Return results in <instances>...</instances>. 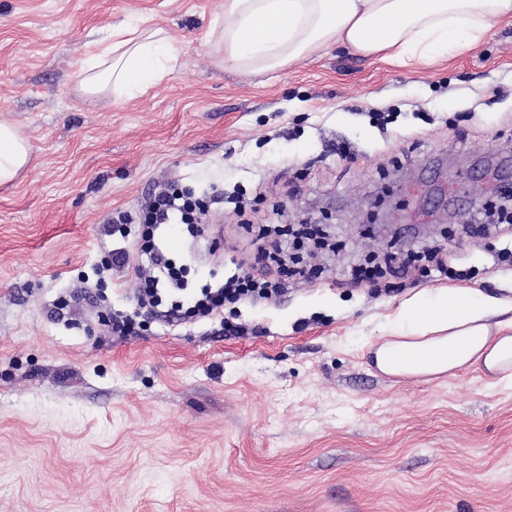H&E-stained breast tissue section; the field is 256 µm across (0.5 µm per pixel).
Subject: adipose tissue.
<instances>
[{
    "instance_id": "adipose-tissue-1",
    "label": "adipose tissue",
    "mask_w": 512,
    "mask_h": 512,
    "mask_svg": "<svg viewBox=\"0 0 512 512\" xmlns=\"http://www.w3.org/2000/svg\"><path fill=\"white\" fill-rule=\"evenodd\" d=\"M505 20L512 0H224V59L273 72L336 44L424 65L476 47ZM177 59L162 29L113 30L97 41L81 90L90 98L142 94ZM30 159L27 138L0 120V185L16 181ZM372 355L389 377L430 380L480 366L492 384L512 383V301L467 287L417 293L389 316Z\"/></svg>"
}]
</instances>
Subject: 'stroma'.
<instances>
[{
    "label": "stroma",
    "mask_w": 512,
    "mask_h": 512,
    "mask_svg": "<svg viewBox=\"0 0 512 512\" xmlns=\"http://www.w3.org/2000/svg\"><path fill=\"white\" fill-rule=\"evenodd\" d=\"M224 0H0V119L31 148L0 186V512H512V388L481 369L379 373L403 300L460 284L512 299L490 212L512 185V22L426 67L332 46L273 74L226 64ZM179 50L146 93L79 91L108 30ZM174 185L239 192L201 236L161 228L188 285L249 270L284 226L323 229L316 270L275 300L169 324L140 310L135 237L103 221ZM439 249L390 289L351 285L386 250ZM126 261L101 273L113 250ZM463 278H456V271ZM141 322L113 334L107 317ZM248 333H225V325Z\"/></svg>",
    "instance_id": "stroma-1"
}]
</instances>
